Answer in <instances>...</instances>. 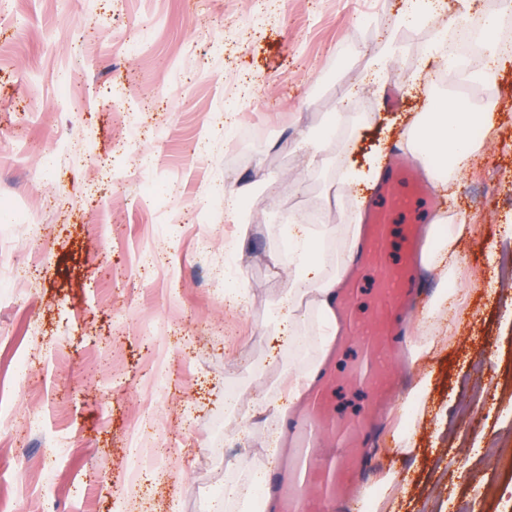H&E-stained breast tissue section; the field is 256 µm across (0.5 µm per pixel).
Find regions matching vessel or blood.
<instances>
[{
    "label": "vessel or blood",
    "mask_w": 512,
    "mask_h": 512,
    "mask_svg": "<svg viewBox=\"0 0 512 512\" xmlns=\"http://www.w3.org/2000/svg\"><path fill=\"white\" fill-rule=\"evenodd\" d=\"M428 194L429 184L409 156L400 152L388 159L375 199L365 205L364 236L351 266L355 273L366 267L378 272L373 288L374 316L364 322L354 318L353 289L341 288L336 294V316L347 330L356 333L361 348L350 375L374 391L379 404L387 400L395 385L390 352L407 344L393 314L418 287L417 226H408L395 264L389 260L388 228L394 216L410 212L415 200ZM334 384L327 369H319L307 408L285 423L288 446L263 467L268 512H330L343 489L367 467L362 447L375 416L369 413L349 422L334 420L327 404Z\"/></svg>",
    "instance_id": "vessel-or-blood-1"
}]
</instances>
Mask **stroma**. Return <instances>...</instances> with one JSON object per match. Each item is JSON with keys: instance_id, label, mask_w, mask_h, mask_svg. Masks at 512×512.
Returning a JSON list of instances; mask_svg holds the SVG:
<instances>
[{"instance_id": "35a3bbf8", "label": "stroma", "mask_w": 512, "mask_h": 512, "mask_svg": "<svg viewBox=\"0 0 512 512\" xmlns=\"http://www.w3.org/2000/svg\"><path fill=\"white\" fill-rule=\"evenodd\" d=\"M405 0H7L0 15V270L30 267L0 293V397L16 416L0 436V512H211L215 487L248 479L287 444L260 423L250 438L225 408L259 392L289 403L293 363L272 329L288 277L271 260L293 212L336 225L379 181L336 184V164L383 169L430 100L479 97L433 86L439 40L394 42L411 82L397 107L357 88L343 148L307 165L295 143L326 126L351 75L365 74ZM214 30L218 42L204 39ZM137 52H129L130 42ZM487 95L494 134L448 184V218L474 235L458 254L460 300L435 359L407 350L409 381L434 388L418 450L377 454L397 475L395 512H512V55ZM66 84L68 107L53 106ZM236 122L225 127L226 108ZM159 192L145 198L141 185ZM248 186L251 232L237 251L248 303L224 302V189ZM40 226L34 249L17 213ZM32 361L26 381L15 367ZM492 363L474 371L475 363ZM163 453L148 493L123 492L122 467L145 410ZM64 441L48 462L49 438ZM27 494H19L18 483Z\"/></svg>"}]
</instances>
